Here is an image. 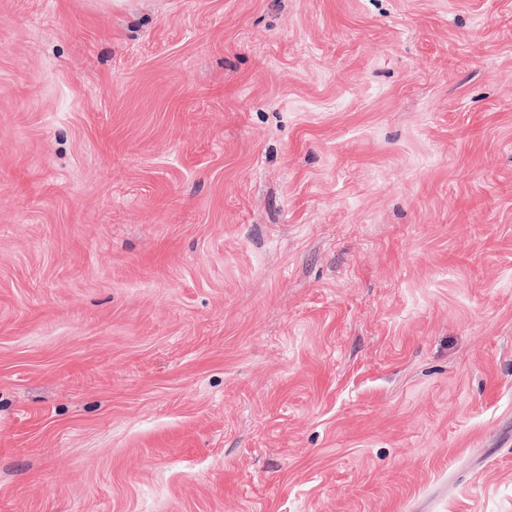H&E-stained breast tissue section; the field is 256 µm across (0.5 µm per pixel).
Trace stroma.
<instances>
[{
	"label": "stroma",
	"instance_id": "obj_1",
	"mask_svg": "<svg viewBox=\"0 0 512 512\" xmlns=\"http://www.w3.org/2000/svg\"><path fill=\"white\" fill-rule=\"evenodd\" d=\"M0 512H512V0H0Z\"/></svg>",
	"mask_w": 512,
	"mask_h": 512
}]
</instances>
